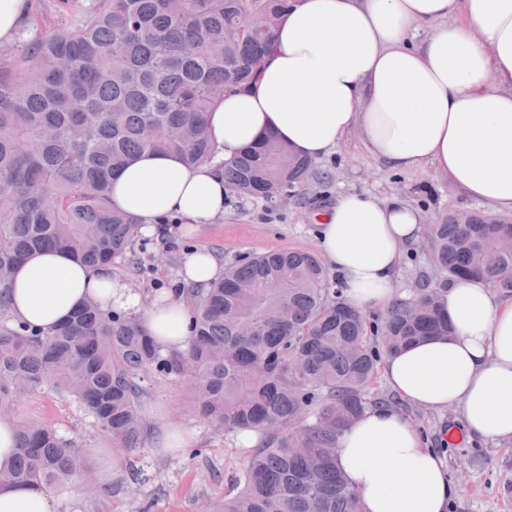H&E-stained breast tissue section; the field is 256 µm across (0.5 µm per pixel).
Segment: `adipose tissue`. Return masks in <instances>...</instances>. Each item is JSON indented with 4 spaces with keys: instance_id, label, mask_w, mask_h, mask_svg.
Returning <instances> with one entry per match:
<instances>
[{
    "instance_id": "ef3b65f1",
    "label": "adipose tissue",
    "mask_w": 512,
    "mask_h": 512,
    "mask_svg": "<svg viewBox=\"0 0 512 512\" xmlns=\"http://www.w3.org/2000/svg\"><path fill=\"white\" fill-rule=\"evenodd\" d=\"M435 25L423 35L427 25ZM212 162L144 154L113 180V208L151 235L166 216L213 223L231 192L223 171L273 136L313 160L344 138L398 172L431 170L469 199L512 212V0H288L255 76L208 114ZM316 248L347 300L386 310L421 211L394 196L349 189L317 215ZM10 314L47 332L87 299L142 314L155 340L183 351L192 309L175 294L141 310L140 295L110 269L76 265L61 251L31 254L8 288ZM450 332L385 359L402 400L454 409L469 437L512 442V297L457 279L440 297ZM337 463L362 512H448L459 489L425 435L397 408L373 406L338 439ZM45 485H0V512H58Z\"/></svg>"
}]
</instances>
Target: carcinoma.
<instances>
[{
    "label": "carcinoma",
    "mask_w": 512,
    "mask_h": 512,
    "mask_svg": "<svg viewBox=\"0 0 512 512\" xmlns=\"http://www.w3.org/2000/svg\"><path fill=\"white\" fill-rule=\"evenodd\" d=\"M287 0H93L80 25L39 33L0 62V410L17 451L0 484L66 487L90 465L54 429L19 416L23 395L71 396L145 481L142 399L151 376L187 380L217 433H258L207 512H360L337 464L342 431L384 403L368 387L381 359L448 334L440 292L481 278L512 296V224L470 213L424 230L433 274L376 318L352 306L313 253L249 254L207 288L178 289L194 311L188 348L167 351L139 318L89 301L50 332L12 319L15 267L61 249L79 265L141 264L139 224L112 207V177L145 152L189 169L215 148L206 115L246 84L272 47ZM314 162L274 137L224 168L240 197L276 204Z\"/></svg>",
    "instance_id": "1"
}]
</instances>
